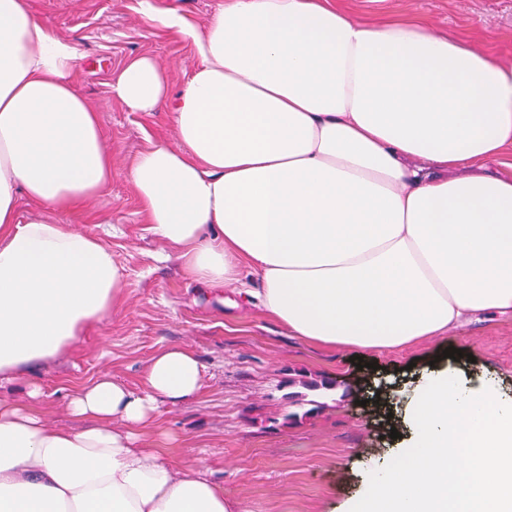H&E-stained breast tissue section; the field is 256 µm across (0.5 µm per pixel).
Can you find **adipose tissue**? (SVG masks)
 <instances>
[{"mask_svg": "<svg viewBox=\"0 0 512 512\" xmlns=\"http://www.w3.org/2000/svg\"><path fill=\"white\" fill-rule=\"evenodd\" d=\"M191 39L179 90L152 57L113 74L134 112H172L129 181L148 230L209 288L258 280L289 335L385 351L512 313V66L420 24L372 25L335 0H226ZM83 55L27 0H0V512H242L193 465L139 440L156 404L192 400L197 357L156 354L144 388L108 376L68 391L77 429L34 406L35 368L75 348L123 295V269L71 224L22 218L20 199L71 214L112 182L98 116L73 82Z\"/></svg>", "mask_w": 512, "mask_h": 512, "instance_id": "adipose-tissue-1", "label": "adipose tissue"}]
</instances>
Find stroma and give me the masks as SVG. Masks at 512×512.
I'll return each instance as SVG.
<instances>
[{
	"instance_id": "35a3bbf8",
	"label": "stroma",
	"mask_w": 512,
	"mask_h": 512,
	"mask_svg": "<svg viewBox=\"0 0 512 512\" xmlns=\"http://www.w3.org/2000/svg\"><path fill=\"white\" fill-rule=\"evenodd\" d=\"M42 23L74 40L87 64L75 74L78 89L97 112L112 157L107 190L70 223L99 237L124 270L123 300L93 321L80 346L36 369L48 423L78 427L61 386L109 374L134 391L161 350L180 345L202 365L201 391L183 404L159 402L158 424L143 441L176 462L196 461L243 512H342L364 491L372 463H388L404 446L409 391L431 361L472 382L494 379L512 397V316L490 312L462 332L385 353L330 349L290 336L256 297L234 289L203 288L185 273L169 246L147 230L146 215L128 180L135 156L150 142H175L172 113L132 112L113 100L112 74L133 56L148 55L180 87L195 63L191 41L163 29L141 11L140 0H28ZM371 24L410 21L453 39H467L499 62L512 64V0H336ZM462 352L443 358L447 347ZM304 370L330 376L351 390L300 423L283 422L281 383ZM385 393L368 405L369 389ZM399 439H391V431Z\"/></svg>"
}]
</instances>
